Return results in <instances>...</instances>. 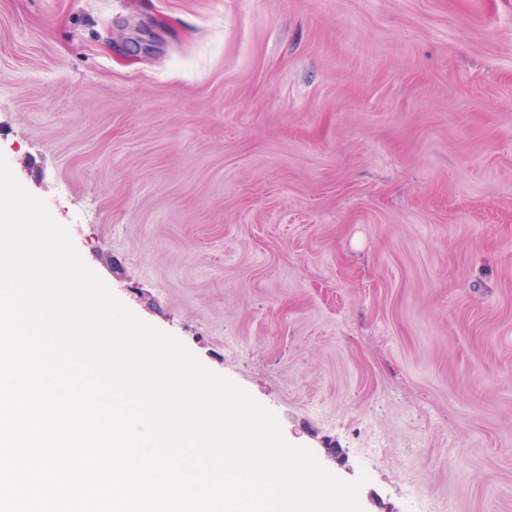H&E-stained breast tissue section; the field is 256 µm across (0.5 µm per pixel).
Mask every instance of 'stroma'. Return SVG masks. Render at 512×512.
I'll return each mask as SVG.
<instances>
[{
    "label": "stroma",
    "instance_id": "stroma-1",
    "mask_svg": "<svg viewBox=\"0 0 512 512\" xmlns=\"http://www.w3.org/2000/svg\"><path fill=\"white\" fill-rule=\"evenodd\" d=\"M0 160L361 512H512V0H0Z\"/></svg>",
    "mask_w": 512,
    "mask_h": 512
}]
</instances>
